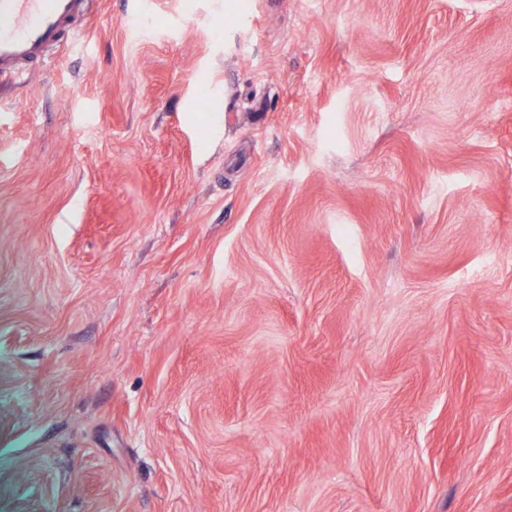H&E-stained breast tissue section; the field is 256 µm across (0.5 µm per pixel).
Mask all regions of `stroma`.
Listing matches in <instances>:
<instances>
[{"mask_svg":"<svg viewBox=\"0 0 512 512\" xmlns=\"http://www.w3.org/2000/svg\"><path fill=\"white\" fill-rule=\"evenodd\" d=\"M0 79V512H512V0H88Z\"/></svg>","mask_w":512,"mask_h":512,"instance_id":"35a3bbf8","label":"stroma"}]
</instances>
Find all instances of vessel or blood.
Returning <instances> with one entry per match:
<instances>
[{
    "label": "vessel or blood",
    "instance_id": "vessel-or-blood-1",
    "mask_svg": "<svg viewBox=\"0 0 512 512\" xmlns=\"http://www.w3.org/2000/svg\"><path fill=\"white\" fill-rule=\"evenodd\" d=\"M86 0H0V78L21 79L75 36Z\"/></svg>",
    "mask_w": 512,
    "mask_h": 512
}]
</instances>
